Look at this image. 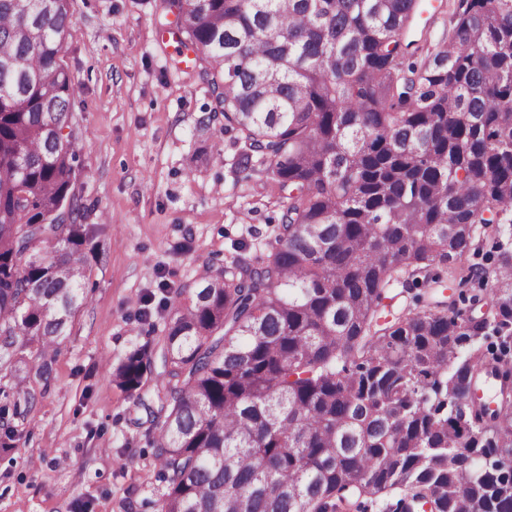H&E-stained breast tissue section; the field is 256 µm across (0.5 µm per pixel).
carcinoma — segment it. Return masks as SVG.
Returning a JSON list of instances; mask_svg holds the SVG:
<instances>
[{"label":"carcinoma","instance_id":"1","mask_svg":"<svg viewBox=\"0 0 512 512\" xmlns=\"http://www.w3.org/2000/svg\"><path fill=\"white\" fill-rule=\"evenodd\" d=\"M0 0V448H13L85 301L77 86L60 64L68 0ZM212 87L210 119L286 193L261 263L167 299L154 340L111 372L137 399L165 491L158 512H512V387L464 412L512 349V0H460L402 68L422 0H161ZM490 309H387L402 277L485 278Z\"/></svg>","mask_w":512,"mask_h":512}]
</instances>
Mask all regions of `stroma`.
<instances>
[{"label":"stroma","mask_w":512,"mask_h":512,"mask_svg":"<svg viewBox=\"0 0 512 512\" xmlns=\"http://www.w3.org/2000/svg\"><path fill=\"white\" fill-rule=\"evenodd\" d=\"M61 63L80 90L71 113L75 192L93 247L84 305L15 448L0 451V512H157L164 492L135 399L106 368L161 335L164 291L206 263L256 261L283 194L236 168L212 98L156 0H69Z\"/></svg>","instance_id":"stroma-1"}]
</instances>
